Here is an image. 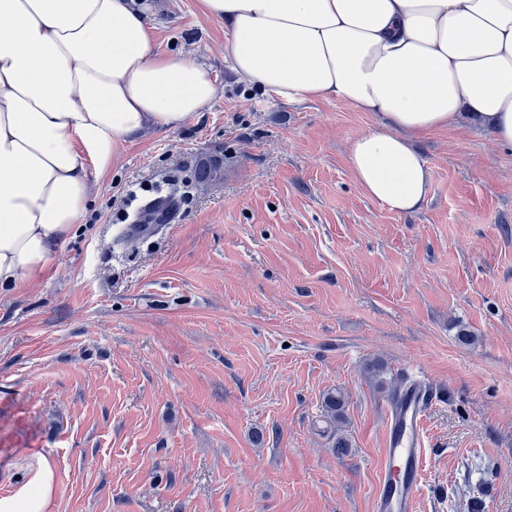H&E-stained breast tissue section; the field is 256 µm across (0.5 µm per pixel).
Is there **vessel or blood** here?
<instances>
[{"label":"vessel or blood","mask_w":512,"mask_h":512,"mask_svg":"<svg viewBox=\"0 0 512 512\" xmlns=\"http://www.w3.org/2000/svg\"><path fill=\"white\" fill-rule=\"evenodd\" d=\"M428 403L429 394L418 382L405 383L393 397L375 512H415L422 488V424Z\"/></svg>","instance_id":"obj_1"}]
</instances>
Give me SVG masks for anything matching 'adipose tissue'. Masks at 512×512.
<instances>
[{
  "label": "adipose tissue",
  "mask_w": 512,
  "mask_h": 512,
  "mask_svg": "<svg viewBox=\"0 0 512 512\" xmlns=\"http://www.w3.org/2000/svg\"><path fill=\"white\" fill-rule=\"evenodd\" d=\"M244 82L377 112L350 140L356 183L419 210L433 173L412 135L470 121L512 147V0H199ZM144 0H0V288L39 278L85 214L92 175L154 123L215 98L204 65L154 48Z\"/></svg>",
  "instance_id": "1"
}]
</instances>
